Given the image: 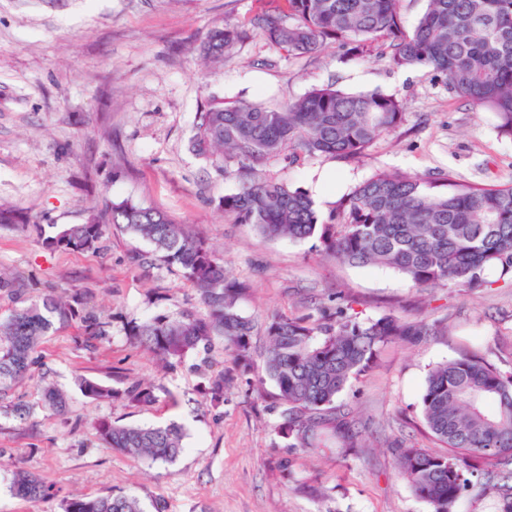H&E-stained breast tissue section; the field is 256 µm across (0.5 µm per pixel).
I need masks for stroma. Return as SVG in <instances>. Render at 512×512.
Segmentation results:
<instances>
[{
  "mask_svg": "<svg viewBox=\"0 0 512 512\" xmlns=\"http://www.w3.org/2000/svg\"><path fill=\"white\" fill-rule=\"evenodd\" d=\"M267 2L0 0V205L29 220L0 224V272L33 299L51 288L78 291L110 320L101 341H85L73 327L47 336L39 368L11 396L28 416L0 412V512H62L64 500L119 492L137 496L147 512H432L394 454L411 443L442 449L422 420L429 371L470 350L512 371V279L498 271L487 270L488 284L478 290L445 284L421 291L392 269L324 257L318 239L264 237L216 207L237 183L191 151L197 112L214 99L274 107L327 84L395 95L404 114L358 159H280L265 167L266 176L309 194L321 216L378 171L512 184V139L498 136L493 113L431 69L396 68L336 42L289 55L258 32L224 64H203L198 46L214 24L248 23ZM125 199L165 212L248 283L240 309L256 324L254 366L266 357L268 319L312 314L323 304L349 305L361 321L392 313L444 328L387 346L372 371L337 397L355 415L358 447L342 454L291 448L277 430L273 383L242 372L222 341L172 367L132 343L131 323L202 307L180 273L138 263L150 244L114 226L98 251H64L47 247L38 232L84 223ZM218 372L226 386L215 406L204 385ZM81 377L111 385L116 397L85 398ZM48 383L67 395L65 413L43 402ZM137 383L152 386V405L124 398ZM99 419L177 423L185 449L169 463L126 455L100 440ZM19 470L40 478L49 495L35 505L12 495Z\"/></svg>",
  "mask_w": 512,
  "mask_h": 512,
  "instance_id": "1",
  "label": "stroma"
}]
</instances>
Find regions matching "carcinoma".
Returning <instances> with one entry per match:
<instances>
[{
	"label": "carcinoma",
	"instance_id": "obj_1",
	"mask_svg": "<svg viewBox=\"0 0 512 512\" xmlns=\"http://www.w3.org/2000/svg\"><path fill=\"white\" fill-rule=\"evenodd\" d=\"M401 0H281L245 27L229 20L209 29L199 45L208 62L233 57L249 28L263 32L277 50L308 55L329 41L352 44L367 54L372 43L387 44L385 56L399 68L427 67L473 105L497 116V133L512 138V0H427L412 33L405 32ZM403 118V103L392 95L346 92L333 85L309 91L276 107L262 103H209L197 113L191 148L205 158L233 163L224 174L238 182L235 192L215 200L238 224L271 239L319 237L325 255L358 266L389 267L418 289L452 283L478 288L490 266L512 274V185L457 180L451 173L430 179L379 171L357 185L335 213L323 219L306 193L263 173L282 154L293 161L317 155L352 159ZM124 226L152 247L151 260L181 273L199 293L206 314L184 310L177 317L155 316L132 325L134 343L168 364L191 351L208 350L214 338L242 366H249L254 319L238 303L246 283L231 277L224 258L205 240L189 235L165 213L131 200L114 202L107 216L92 215L46 237L53 249L96 250L110 225ZM348 307L322 306L318 316L278 317L266 325L270 339L262 376L276 388L279 428L289 447L315 451L334 439L356 445L357 432L336 397L351 379L368 372L391 343L425 336L435 328L424 320L389 314L358 321ZM74 326L88 336L107 335L110 322L88 308L81 293H49L0 319V401L31 375L42 339ZM224 373L207 378L205 391L224 399ZM80 392L92 401L118 394L112 386L82 378ZM132 402L155 401L149 387L124 392ZM45 402L66 411L65 395L43 387ZM428 433L447 448L432 453L414 446L396 448L400 473L433 512H455L471 478L499 512H512V371L503 372L479 355L435 366L421 397ZM100 439L134 457L171 462L184 450L185 433L176 423L142 427L95 422ZM12 491L36 504L49 487L26 471L15 474ZM63 512H144L132 494L72 498Z\"/></svg>",
	"mask_w": 512,
	"mask_h": 512
}]
</instances>
